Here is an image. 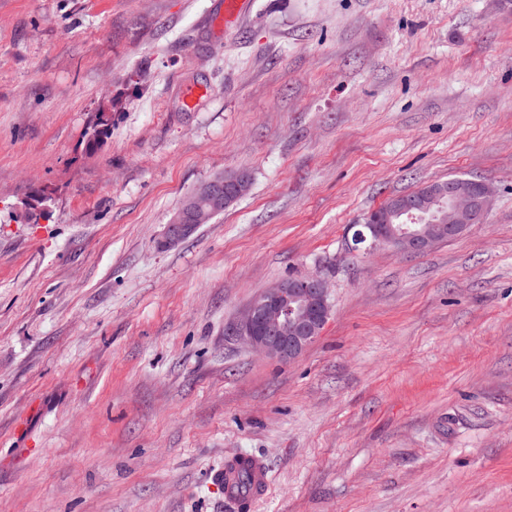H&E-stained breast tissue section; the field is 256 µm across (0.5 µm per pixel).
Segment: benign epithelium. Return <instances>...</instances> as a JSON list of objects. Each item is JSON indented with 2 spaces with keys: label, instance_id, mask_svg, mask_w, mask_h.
<instances>
[{
  "label": "benign epithelium",
  "instance_id": "1",
  "mask_svg": "<svg viewBox=\"0 0 512 512\" xmlns=\"http://www.w3.org/2000/svg\"><path fill=\"white\" fill-rule=\"evenodd\" d=\"M247 182V174L236 172L204 183L187 196L186 207L166 224L164 243L191 236L200 224L243 196ZM492 197V186L482 180H450L434 197L436 201L448 199V212L431 215L423 203L375 210L354 231L350 249L356 251L367 243L371 248L379 245L399 253H423L445 234L459 235L481 223ZM331 315L327 281L319 275H306L263 289L230 328V334L263 356L289 363L320 336Z\"/></svg>",
  "mask_w": 512,
  "mask_h": 512
}]
</instances>
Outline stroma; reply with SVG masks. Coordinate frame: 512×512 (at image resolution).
I'll use <instances>...</instances> for the list:
<instances>
[{
	"instance_id": "35a3bbf8",
	"label": "stroma",
	"mask_w": 512,
	"mask_h": 512,
	"mask_svg": "<svg viewBox=\"0 0 512 512\" xmlns=\"http://www.w3.org/2000/svg\"><path fill=\"white\" fill-rule=\"evenodd\" d=\"M222 2L0 0V512H237L231 455L267 475L249 512H512V10L251 0L226 32ZM454 174L493 187L483 223L349 251ZM310 273L333 312L299 358L228 336ZM111 115L99 112L89 124L83 136V150L87 154L96 153L105 143L110 134ZM248 176L236 172L216 177L187 196V205L176 211L164 232V243L174 244L191 236L200 224L232 205L247 192ZM208 220V221H207ZM204 223V224H206Z\"/></svg>"
}]
</instances>
